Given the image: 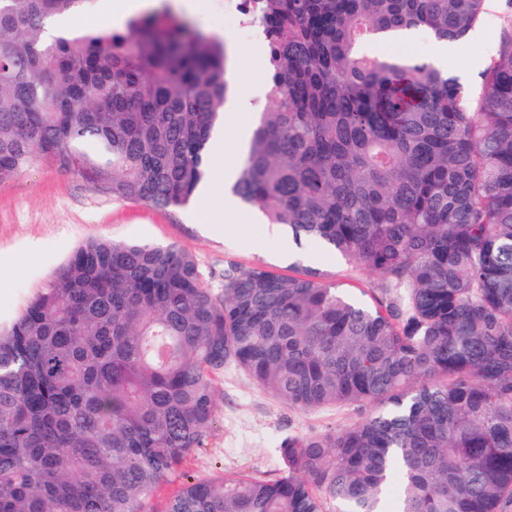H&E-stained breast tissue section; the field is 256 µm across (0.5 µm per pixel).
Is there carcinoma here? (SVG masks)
I'll list each match as a JSON object with an SVG mask.
<instances>
[{"label":"carcinoma","instance_id":"obj_1","mask_svg":"<svg viewBox=\"0 0 512 512\" xmlns=\"http://www.w3.org/2000/svg\"><path fill=\"white\" fill-rule=\"evenodd\" d=\"M89 0H0V181L36 159L113 197L195 202L227 50L163 2L49 39ZM269 106L233 192L297 242L375 272L373 305L318 268L224 270L90 239L0 331V512H150L216 419L230 364L358 424L280 439L275 479L182 474L165 512H504L512 505V32L482 94L402 54L457 45L486 0H255ZM398 482V496L389 488Z\"/></svg>","mask_w":512,"mask_h":512}]
</instances>
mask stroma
Wrapping results in <instances>:
<instances>
[{"instance_id":"obj_1","label":"stroma","mask_w":512,"mask_h":512,"mask_svg":"<svg viewBox=\"0 0 512 512\" xmlns=\"http://www.w3.org/2000/svg\"><path fill=\"white\" fill-rule=\"evenodd\" d=\"M171 6L196 30L234 40V31L224 26V0H171ZM511 21L512 0H489L478 26L455 46L457 65L467 73L473 92H480L477 72L497 57ZM237 49L241 77L236 88L248 98L252 112H264L269 86L253 76L265 71L266 61L251 56L249 44H238ZM223 206L224 191L217 187L186 208L158 210L114 198L76 174L35 160L0 182V328L17 318L80 244L96 237L175 245L196 259L205 286L216 290L223 288L224 270L231 264L286 276L306 264L356 292L377 286L376 274L333 253L311 256L302 263L282 260L273 225L265 223L256 209L245 206L225 216L223 223H206L202 209ZM216 406L217 420L206 446L191 453L184 465L185 472L201 478H276L282 469L277 452L282 435L345 429L368 412L367 407L347 404L296 410L254 386L233 366L225 367L218 382Z\"/></svg>"}]
</instances>
